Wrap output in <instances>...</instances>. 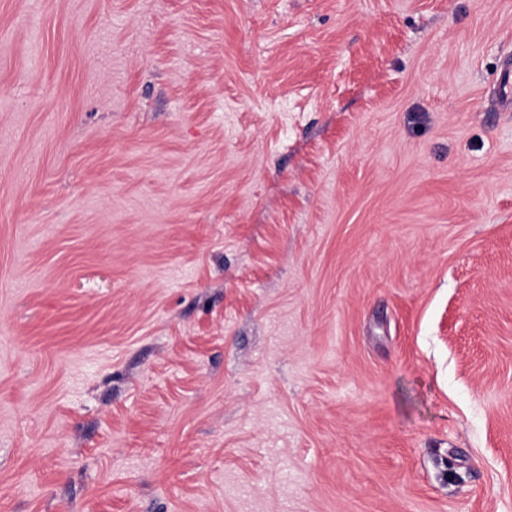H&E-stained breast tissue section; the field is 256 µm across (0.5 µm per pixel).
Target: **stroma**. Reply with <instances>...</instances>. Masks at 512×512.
Returning <instances> with one entry per match:
<instances>
[{"label": "stroma", "instance_id": "obj_1", "mask_svg": "<svg viewBox=\"0 0 512 512\" xmlns=\"http://www.w3.org/2000/svg\"><path fill=\"white\" fill-rule=\"evenodd\" d=\"M512 0H0V512H512Z\"/></svg>", "mask_w": 512, "mask_h": 512}]
</instances>
